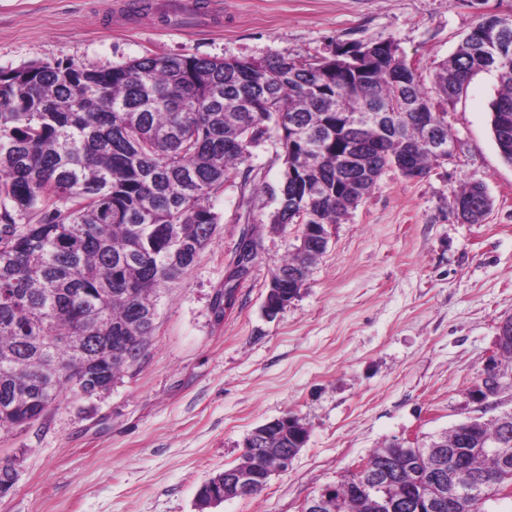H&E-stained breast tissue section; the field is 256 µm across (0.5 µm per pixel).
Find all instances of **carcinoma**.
<instances>
[{
    "label": "carcinoma",
    "instance_id": "carcinoma-1",
    "mask_svg": "<svg viewBox=\"0 0 512 512\" xmlns=\"http://www.w3.org/2000/svg\"><path fill=\"white\" fill-rule=\"evenodd\" d=\"M498 83L491 130L512 163V15L483 13L434 74L432 87L390 39L340 44L330 57L273 60L145 55L110 70L34 64L0 71V407L29 390L53 406L77 395L69 368L97 358L105 327L117 333L156 306V285L181 279L215 227L211 194L238 173L249 146L276 132L284 177L273 224H337L388 169L421 178L439 162L423 142V122L453 147L437 102L454 104L471 77ZM54 201L65 210L50 207ZM42 207L39 223L19 229L13 213ZM483 185L454 196L453 211L478 224L489 210ZM310 266L292 252L271 272ZM137 288L141 298L123 296ZM152 325L133 338L108 369L141 358ZM85 337L80 349L69 342ZM512 449V421L475 420L466 448L473 480L512 483L497 456ZM281 448L245 457L271 467ZM405 483L436 475L438 460L410 454ZM335 512H360L352 480L336 485Z\"/></svg>",
    "mask_w": 512,
    "mask_h": 512
}]
</instances>
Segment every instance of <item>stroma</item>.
I'll use <instances>...</instances> for the list:
<instances>
[{
	"label": "stroma",
	"mask_w": 512,
	"mask_h": 512,
	"mask_svg": "<svg viewBox=\"0 0 512 512\" xmlns=\"http://www.w3.org/2000/svg\"><path fill=\"white\" fill-rule=\"evenodd\" d=\"M169 0L132 14L129 0H0V71L35 63L88 70L147 54L262 61L328 56L337 45L393 40L430 83L484 12L512 0ZM493 75L473 76L445 120L450 159L409 180L390 169L337 224L298 295L262 310L271 271L301 227L274 224L283 164L276 135L253 143L249 179L210 199L219 221L195 264L157 290L142 358L112 390L67 396L25 427L0 429L18 473L0 512H197L199 487L240 463L257 426L291 414L308 441L255 497L210 512H300L374 449L512 410V392L481 402L474 387L512 316V164L490 129ZM492 205L467 224L452 210L467 183ZM256 256L233 277L243 231Z\"/></svg>",
	"instance_id": "1"
}]
</instances>
